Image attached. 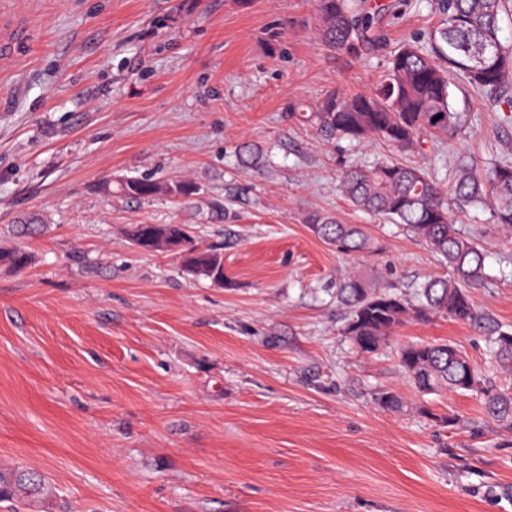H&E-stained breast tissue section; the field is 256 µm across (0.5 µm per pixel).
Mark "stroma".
Returning a JSON list of instances; mask_svg holds the SVG:
<instances>
[{
  "label": "stroma",
  "instance_id": "stroma-1",
  "mask_svg": "<svg viewBox=\"0 0 512 512\" xmlns=\"http://www.w3.org/2000/svg\"><path fill=\"white\" fill-rule=\"evenodd\" d=\"M0 16V248L33 256L0 264V466L49 477L36 512H512V423L472 393L420 396L398 367L401 345L447 342L506 389L485 330L411 320L367 355L336 300L353 275L408 294L450 274L353 209L340 173L398 157L447 191L459 160H512V89L493 102L457 83L462 131L399 156L290 114L373 89L391 51L439 25L437 0H401L385 50L358 55L319 39L315 0H0ZM130 177L201 193L130 200ZM316 211L381 251L337 252L309 231ZM454 215L487 254L475 305L512 328V242L489 211ZM31 217L42 228L21 238ZM135 224L194 226L234 287L135 249Z\"/></svg>",
  "mask_w": 512,
  "mask_h": 512
}]
</instances>
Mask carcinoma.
I'll return each mask as SVG.
<instances>
[{"instance_id": "carcinoma-1", "label": "carcinoma", "mask_w": 512, "mask_h": 512, "mask_svg": "<svg viewBox=\"0 0 512 512\" xmlns=\"http://www.w3.org/2000/svg\"><path fill=\"white\" fill-rule=\"evenodd\" d=\"M324 42L356 53L383 39L382 18L389 6L369 13L357 0H316ZM441 22L427 44L407 43L389 58L383 78L369 93H327L315 112L300 117L329 136L361 141L377 137L399 153L412 150L425 136H452L463 128L462 114L452 106V86L466 82L474 91L496 99L512 85V44L502 39V20L512 15V0H439ZM344 197L359 211L400 224L441 256L450 277L426 279L413 297L379 289L357 277L337 288L349 309L344 333L365 354L409 319L431 316L458 322L480 318L471 290L484 284L486 254L473 238L460 233L450 203L423 169L396 159L378 161L346 171L340 180ZM121 192L131 199L164 194L190 199L200 188L185 179L159 183L128 178ZM453 204L490 207L498 229L512 240V162L497 160L484 175L462 163L452 189ZM309 230L324 243L351 256L379 250L360 224H344L335 216L313 213ZM131 243L141 251L172 252L182 259L183 271L196 279L234 282L224 272L221 248L204 245L187 224H135ZM30 256L19 246L3 253L0 263L21 270ZM493 362L512 370V332L496 330L490 339ZM403 376L422 396L442 392L477 393L486 412L512 419V397L484 389L469 356L448 343L416 342L398 352ZM54 495L51 481L37 468L0 466V501L22 506L42 503Z\"/></svg>"}]
</instances>
